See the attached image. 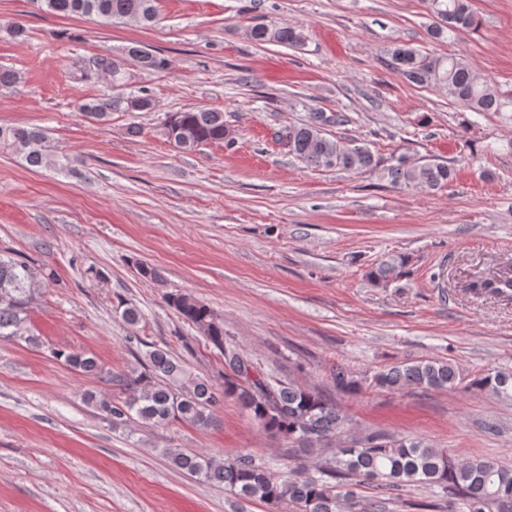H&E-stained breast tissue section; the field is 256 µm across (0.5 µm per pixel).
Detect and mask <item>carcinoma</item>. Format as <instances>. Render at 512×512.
<instances>
[{
	"label": "carcinoma",
	"mask_w": 512,
	"mask_h": 512,
	"mask_svg": "<svg viewBox=\"0 0 512 512\" xmlns=\"http://www.w3.org/2000/svg\"><path fill=\"white\" fill-rule=\"evenodd\" d=\"M45 11L59 16H104L150 26L158 22L156 0H40ZM432 23L429 35L441 39L448 34L473 28L477 20L470 0H427ZM247 35L257 43H277L301 48V30L275 23L256 24ZM387 65L405 82L417 87H438L448 100L470 112H501L512 105V93L503 92L473 69L463 58L423 53L405 43L388 50ZM143 71L163 70L168 61L155 50L136 43L117 58L96 57L91 61L95 74L107 76L122 86L127 65ZM155 100L150 90L118 93L84 102L79 111L97 120L114 112H150ZM346 116L312 113L310 121L288 126L279 140L288 153L315 170L338 169L373 172L379 167L372 152L354 139L333 138L324 126L343 125ZM165 135L178 149L194 151L208 143L227 140L224 112L200 108L174 112L164 121ZM0 148L19 154L33 167L71 170L77 159L57 155L47 136L36 126L0 125ZM392 184L438 190L453 181L454 169L442 162L411 163L403 156L392 158L384 168ZM408 257L396 255L369 272L375 282L394 281L405 274ZM44 269L0 254V340H22L40 346L30 327L34 286ZM475 292L506 296L512 279H486L472 285ZM165 299L181 318L194 326L220 353L224 361V383L216 385L198 376L164 349L146 353L144 371L137 375L102 373L95 358L80 352H59L70 368L86 374H104L125 397L102 400L97 408L113 424L138 418L151 425H164L178 419L199 429L217 424L216 411L224 398L232 397L240 408L263 429L288 444L286 454L309 452L316 446L334 448L310 474L301 465L285 467L278 475L265 462L239 451L223 458L208 453L174 451L171 463L178 469L206 482L224 486L244 501H260L278 512H356L354 487L371 484L382 491L409 485L438 490L440 512H512V468L494 460L469 457L457 461L448 449L436 448L420 438L397 437L371 432L346 436L348 418L323 391L295 380L285 381L254 365L244 351L224 337V320L208 305L186 293H168ZM329 384L338 392L360 394L365 386L399 392L405 389L448 390L462 388L512 396V373H487L466 378L451 362L438 359L407 360L360 378L342 365L329 371Z\"/></svg>",
	"instance_id": "1"
}]
</instances>
